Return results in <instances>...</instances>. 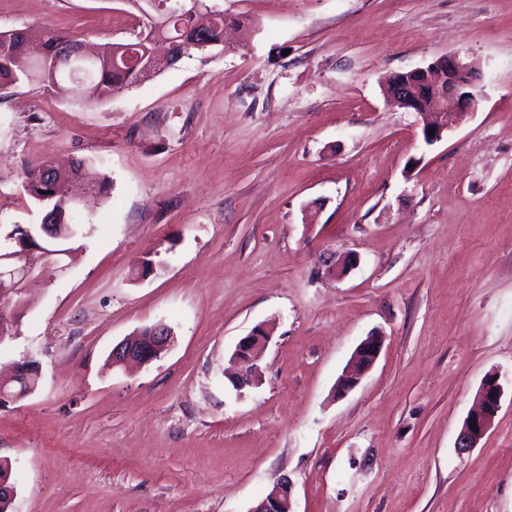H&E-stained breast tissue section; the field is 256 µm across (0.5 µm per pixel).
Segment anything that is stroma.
Listing matches in <instances>:
<instances>
[{
	"label": "stroma",
	"mask_w": 512,
	"mask_h": 512,
	"mask_svg": "<svg viewBox=\"0 0 512 512\" xmlns=\"http://www.w3.org/2000/svg\"><path fill=\"white\" fill-rule=\"evenodd\" d=\"M211 2L244 26L230 49L103 102L0 92V229L40 223L22 187L40 160L110 184L0 343L1 378L41 371L0 404L11 512H250L285 476L292 512H512V0ZM134 24L125 0H0L2 30L97 45ZM448 54L476 63L479 97L428 146L382 84ZM331 253L358 264L322 277ZM159 322L166 353L109 365ZM261 323V376L236 388ZM492 374L500 409L459 452ZM270 338V330L264 326H258L255 327L248 336L240 340L235 351V357L239 365V375L237 377V382L239 384L247 382L253 383L257 381L261 371L257 364L258 354L259 351L270 341ZM242 353L247 354V364L252 365L250 369L246 367V364L241 357ZM379 336L382 335L371 334L356 349L353 361L345 368L339 379L338 386L343 391L355 387L378 358L383 344Z\"/></svg>",
	"instance_id": "obj_1"
}]
</instances>
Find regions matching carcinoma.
I'll use <instances>...</instances> for the list:
<instances>
[{"label":"carcinoma","instance_id":"1","mask_svg":"<svg viewBox=\"0 0 512 512\" xmlns=\"http://www.w3.org/2000/svg\"><path fill=\"white\" fill-rule=\"evenodd\" d=\"M165 6L163 13L170 19L163 28L145 29V35L135 34L124 42L103 45L93 57L71 54L79 43L74 36L48 30L33 45L15 42L10 51H0V91L19 83L56 84L67 81L79 99L102 100L142 81L139 68L126 64L129 58L137 60L148 56L151 42L171 39L177 44L170 65L195 50H206L224 45V11L207 4V0H158ZM45 162L29 167L24 173V190L37 203L47 207L45 216L54 224H68L74 197L59 192L67 183L71 191L84 193L94 189L108 192L109 184L91 171L83 160L77 161L69 171H42Z\"/></svg>","mask_w":512,"mask_h":512}]
</instances>
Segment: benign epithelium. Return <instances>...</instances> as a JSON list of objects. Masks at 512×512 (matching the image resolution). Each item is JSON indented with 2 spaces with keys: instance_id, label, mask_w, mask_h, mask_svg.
<instances>
[{
  "instance_id": "7a95c632",
  "label": "benign epithelium",
  "mask_w": 512,
  "mask_h": 512,
  "mask_svg": "<svg viewBox=\"0 0 512 512\" xmlns=\"http://www.w3.org/2000/svg\"><path fill=\"white\" fill-rule=\"evenodd\" d=\"M478 71L471 64L449 54L425 67H421L390 79L385 95L398 106L412 110L424 117L423 141L430 146L440 141L448 130L446 118L452 112L463 118L475 107V88ZM433 134H428V131ZM25 236H12L8 245L0 250V296L19 303L24 301L28 283L36 278L38 266L55 255V250L46 249L42 241L63 237L58 224H38L24 229ZM357 265L352 255L337 258L333 255L322 260L321 274L339 278ZM271 332L264 326L254 328L242 338L235 351L239 365L238 383H253L260 375L258 354L270 341ZM173 333L166 324L153 328V335L140 336L117 344L111 353L112 365L122 366L129 362L147 365L161 357L171 344ZM382 348V339L377 334L366 338L356 349L353 361L345 368L338 386L347 391L355 387L371 368ZM39 365L34 361H23L17 366L16 376L34 380L27 392L35 389L39 380ZM503 395L499 378L487 380L480 390L477 408L467 419L465 428L457 440V448L466 451L473 448L490 429L500 408ZM293 482L285 478L262 500L253 512H290L289 502Z\"/></svg>"
}]
</instances>
